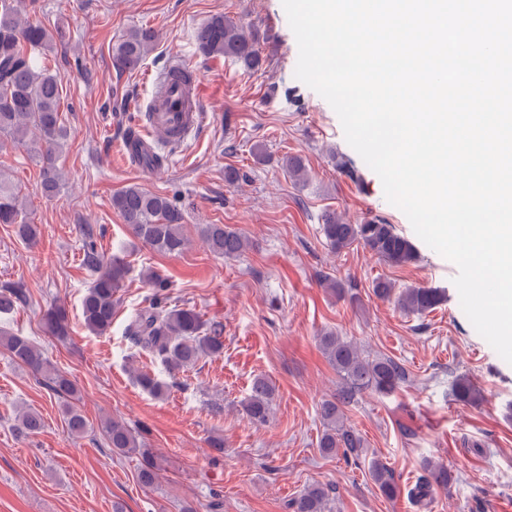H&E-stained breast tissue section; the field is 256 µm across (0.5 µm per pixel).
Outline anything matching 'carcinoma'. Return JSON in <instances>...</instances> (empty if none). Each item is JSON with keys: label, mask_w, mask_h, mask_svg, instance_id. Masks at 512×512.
Listing matches in <instances>:
<instances>
[{"label": "carcinoma", "mask_w": 512, "mask_h": 512, "mask_svg": "<svg viewBox=\"0 0 512 512\" xmlns=\"http://www.w3.org/2000/svg\"><path fill=\"white\" fill-rule=\"evenodd\" d=\"M22 0H0V137L15 146L26 148L40 163L41 188L52 196L60 188L61 174L57 160L67 140V130L60 122V78L40 62V55L53 43V35L42 25L22 17L18 3ZM156 35L153 30L135 27L126 32L112 51V65L119 71L135 70L153 50ZM197 49L208 57L224 56L259 72L267 66L255 33H246L232 18L217 14L203 22L195 34ZM112 207L133 236L145 245L167 254H180L189 244L184 231V207L174 195L153 193L138 185H130L112 196ZM0 224L16 226L17 236L26 244L35 242L39 225L31 223L24 211L19 190L0 176ZM320 232L328 246L336 252L361 246L390 265H403L416 259L412 242L392 224L367 220L360 224H342L336 213L326 210L321 216ZM199 236L208 250L224 258H235L250 249L247 236L228 224H201ZM84 263L95 273V279L81 301V317L92 333L102 335L112 327L117 306V293L128 272L124 258L106 257L96 242L83 240ZM150 297L138 309L125 327L131 349L148 355L170 372H185L204 357L224 353V336L218 325H206L195 307L172 303V283L156 270L143 274ZM373 294L394 301L407 315H423L442 302L435 288L410 287L395 293L391 282L378 279L372 284ZM25 301V292L17 286L0 287V314H8ZM45 331L56 337L68 335L66 309L54 306L42 315ZM0 347L15 361L30 371L53 394L67 400L65 422L70 433L83 436L94 430L77 406L78 390L67 375L50 364L33 342L5 328L0 329ZM319 349L336 370L339 383L330 398L322 401L319 414L324 430L319 440L323 455L359 459L364 438L354 427L344 422V408L365 391L381 395L394 392L408 378L406 369L394 359L372 357L354 342L329 331L319 336ZM136 384L154 397H162L168 387L148 370H131ZM275 387L264 377L254 379L251 393L242 402L248 419L263 425L269 421ZM454 400L473 405L481 398L480 390L465 376L455 379ZM44 427L40 413L22 411L16 416L14 431L30 436ZM106 442L115 454H135L140 457L139 482L152 487L162 470L161 458L140 441L139 432L118 419L101 422ZM425 475L409 490L410 496L423 501L436 490H448L453 477L443 464L428 460ZM369 473L382 496L394 499L401 488L391 470L381 461L370 462ZM332 488L315 483L304 488L287 504L290 512H331Z\"/></svg>", "instance_id": "cac0c4a2"}]
</instances>
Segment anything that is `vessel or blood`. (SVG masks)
<instances>
[{
  "instance_id": "1",
  "label": "vessel or blood",
  "mask_w": 512,
  "mask_h": 512,
  "mask_svg": "<svg viewBox=\"0 0 512 512\" xmlns=\"http://www.w3.org/2000/svg\"><path fill=\"white\" fill-rule=\"evenodd\" d=\"M153 93L145 107V124L123 142L125 159L137 161L140 153L182 148L190 134L204 125L205 103L200 75L182 59L152 74Z\"/></svg>"
}]
</instances>
